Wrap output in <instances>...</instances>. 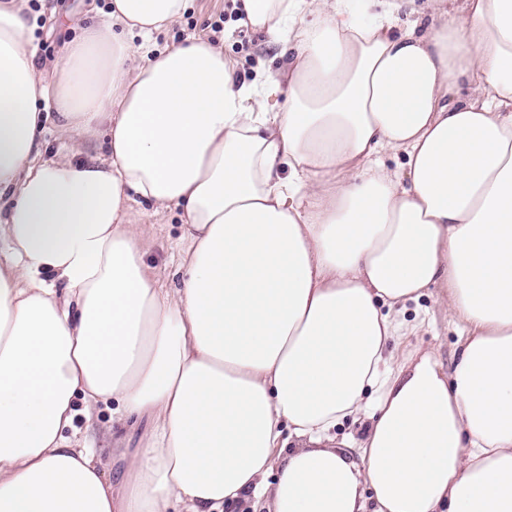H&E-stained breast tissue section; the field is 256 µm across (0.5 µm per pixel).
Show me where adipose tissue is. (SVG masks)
<instances>
[{"label": "adipose tissue", "instance_id": "1", "mask_svg": "<svg viewBox=\"0 0 512 512\" xmlns=\"http://www.w3.org/2000/svg\"><path fill=\"white\" fill-rule=\"evenodd\" d=\"M240 2L249 85L156 47L189 0H91L47 72L0 0V512H512V0ZM135 200L183 211L177 288ZM433 289L449 369L388 350ZM78 399L142 426L120 482ZM370 426V420L360 416L356 421L346 420L336 427V444L342 441H360L364 438Z\"/></svg>", "mask_w": 512, "mask_h": 512}]
</instances>
